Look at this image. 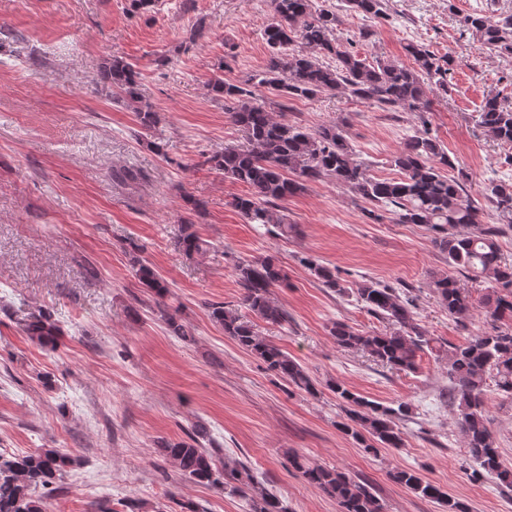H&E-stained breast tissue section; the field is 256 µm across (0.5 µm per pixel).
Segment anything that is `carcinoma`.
Segmentation results:
<instances>
[{
	"label": "carcinoma",
	"mask_w": 512,
	"mask_h": 512,
	"mask_svg": "<svg viewBox=\"0 0 512 512\" xmlns=\"http://www.w3.org/2000/svg\"><path fill=\"white\" fill-rule=\"evenodd\" d=\"M341 2L351 15L375 23L389 18L388 0ZM270 5L273 18L263 31L269 50L265 69L239 84L224 81L219 72L206 83L209 95L224 101L229 121L242 130L247 141L243 148L226 147L204 160L224 177L248 187L247 194L234 199V208L247 223L269 225L271 233L286 238L296 232L297 226L288 223L282 203L308 183L332 179L374 207L391 209L397 223L422 224L438 233L433 242L446 255L448 265L486 280L482 303L490 315L511 319L512 261L504 258L499 248L500 230L482 224L479 207L465 191L466 174H443L442 169L454 167V162L431 135L428 123H423V128L409 136L392 156L391 165L399 177L378 179L369 173V164L355 156L340 125L309 129L279 120L274 112L283 104L260 100L253 90L265 85L286 101L321 93L340 94L383 110L426 113L430 111V93L448 92L453 59L436 55L422 43L410 42L405 46L412 60L409 66L381 58L369 62L350 51L338 35L336 11L317 7L315 0H270ZM460 24L488 51L512 56V14L493 17L473 12L461 17ZM322 56L334 59L336 65L323 64ZM100 81L109 91L119 89L145 135L156 130L159 116L142 96L135 64L114 55L102 66ZM480 124L495 140L512 144V107L498 97L484 100ZM483 192L498 223L512 228V181L492 179ZM447 225L465 226L470 231L450 235L445 233ZM181 246L189 256L207 251V242L190 222L182 227ZM138 251V246H132L130 260L139 281L156 296L161 320L172 335L184 342L194 341L178 310L164 302L169 293L167 283L140 259ZM308 265L323 287L339 295L346 293L336 268L311 261ZM234 271L243 290L246 314L213 304L212 321L239 347L262 360L275 376L311 396L317 395L316 382L303 366L279 345L257 335L247 320V316L254 315L272 324L288 322L287 310L271 298L272 289L287 285V273L272 256L240 261ZM432 288L449 315L461 321L469 318L471 296L455 278L441 276L433 281ZM356 294L368 312L386 319L393 330L359 332L335 321L329 333L336 344L361 351L377 364L396 371L416 370L418 353L425 349L446 360L448 382L457 403V425L465 439L466 453L477 466L475 474L493 475L503 488L512 490V469L501 461L499 448L486 426L485 409L491 376L497 389L512 397V332L477 334L458 346H437L435 339L426 336L414 322L415 302L406 290L368 280L356 289ZM20 323L39 346L52 351L58 348L63 332L49 311L31 312ZM328 389L345 414L341 430L366 451L403 445L397 421L408 416V405L384 407L340 382L329 384ZM207 440V428L198 425L186 440L159 442L158 452L189 482L241 493L248 512H286L282 500L257 481L247 466H227L204 447ZM289 461L311 487L336 501L338 512H384V504L369 485L337 469L311 465L298 454L290 455ZM78 464V457L59 449L40 448L22 455L0 452V512H46V500L60 490L63 476ZM392 478L420 497L439 503L446 512H467L464 504L413 470L395 471Z\"/></svg>",
	"instance_id": "obj_1"
}]
</instances>
